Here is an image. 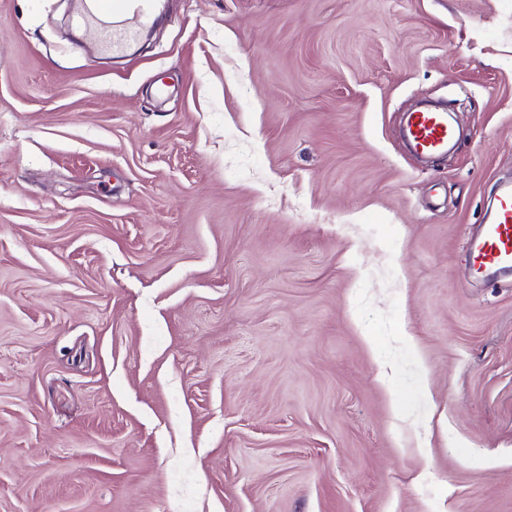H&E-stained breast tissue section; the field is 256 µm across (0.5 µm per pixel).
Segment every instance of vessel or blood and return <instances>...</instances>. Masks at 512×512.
<instances>
[{
    "label": "vessel or blood",
    "mask_w": 512,
    "mask_h": 512,
    "mask_svg": "<svg viewBox=\"0 0 512 512\" xmlns=\"http://www.w3.org/2000/svg\"><path fill=\"white\" fill-rule=\"evenodd\" d=\"M76 15L78 23H108L112 26V47L120 49L135 37L138 28L152 23L157 0H82ZM406 137L420 154L447 152L452 130L447 111L411 113L406 123ZM469 266L474 275L485 277L512 272V188L502 187L493 222L482 225L469 248Z\"/></svg>",
    "instance_id": "1"
}]
</instances>
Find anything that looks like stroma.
Masks as SVG:
<instances>
[{"mask_svg":"<svg viewBox=\"0 0 512 512\" xmlns=\"http://www.w3.org/2000/svg\"><path fill=\"white\" fill-rule=\"evenodd\" d=\"M79 2L0 0V512H512V0ZM83 9L76 21L105 25L112 31V52L135 37L139 27L152 23L157 10V0H83ZM406 137L420 154L447 153L452 137L447 111L412 112L406 123ZM494 221L482 224L469 248V266L478 277L512 272V188L502 187Z\"/></svg>","mask_w":512,"mask_h":512,"instance_id":"35a3bbf8","label":"stroma"}]
</instances>
